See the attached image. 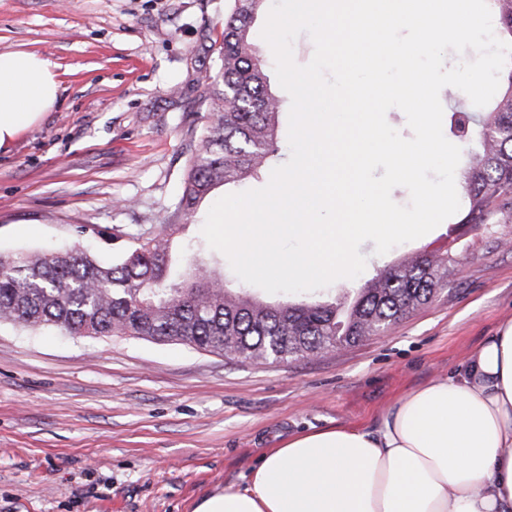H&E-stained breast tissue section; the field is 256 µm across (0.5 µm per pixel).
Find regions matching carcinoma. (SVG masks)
Segmentation results:
<instances>
[{
  "mask_svg": "<svg viewBox=\"0 0 512 512\" xmlns=\"http://www.w3.org/2000/svg\"><path fill=\"white\" fill-rule=\"evenodd\" d=\"M218 48V74L202 75L208 125L191 151L182 194L161 234L136 240L116 264L88 250L0 253V323L54 326L71 335L135 336L183 343L228 360L289 361L350 345L385 331L428 304L454 271L448 252L412 256L353 289L350 299L265 300L232 289L219 261L195 255L170 282L171 237L222 186L256 177L280 158L281 100L267 85L266 65L251 38L264 0H229ZM500 35L512 39V0H493ZM502 92L485 111L454 109L450 129L476 138L465 174L463 224H490L512 212V59Z\"/></svg>",
  "mask_w": 512,
  "mask_h": 512,
  "instance_id": "carcinoma-1",
  "label": "carcinoma"
}]
</instances>
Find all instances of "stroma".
<instances>
[{"instance_id":"stroma-1","label":"stroma","mask_w":512,"mask_h":512,"mask_svg":"<svg viewBox=\"0 0 512 512\" xmlns=\"http://www.w3.org/2000/svg\"><path fill=\"white\" fill-rule=\"evenodd\" d=\"M226 0H0V52L54 65L59 104L0 150V252L79 243L117 262L161 231L207 123L202 71ZM120 224L126 237L112 236ZM459 264L429 304L387 332L307 359L256 365L181 343L0 324V512H194L244 485L296 434L376 429L405 392L454 369L512 319V214L451 216L367 258L341 297L413 254Z\"/></svg>"}]
</instances>
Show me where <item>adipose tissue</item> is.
Listing matches in <instances>:
<instances>
[{"label":"adipose tissue","mask_w":512,"mask_h":512,"mask_svg":"<svg viewBox=\"0 0 512 512\" xmlns=\"http://www.w3.org/2000/svg\"><path fill=\"white\" fill-rule=\"evenodd\" d=\"M58 92L47 59L0 52V148L53 111ZM195 512H512V320L401 396L378 429L288 439L245 487L225 486Z\"/></svg>","instance_id":"adipose-tissue-1"}]
</instances>
